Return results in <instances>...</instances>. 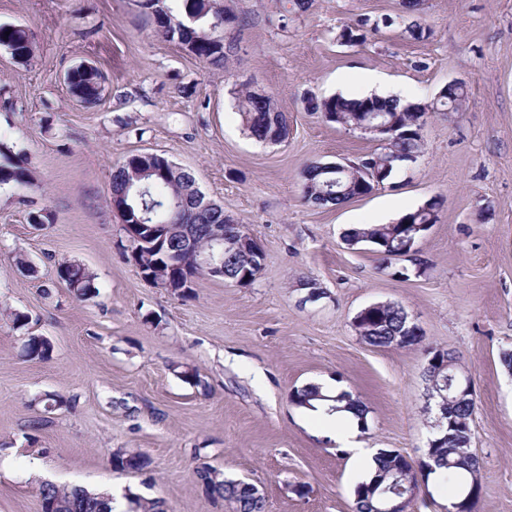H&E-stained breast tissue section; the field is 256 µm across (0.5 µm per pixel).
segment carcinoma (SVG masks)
<instances>
[{
	"label": "carcinoma",
	"mask_w": 512,
	"mask_h": 512,
	"mask_svg": "<svg viewBox=\"0 0 512 512\" xmlns=\"http://www.w3.org/2000/svg\"><path fill=\"white\" fill-rule=\"evenodd\" d=\"M174 0H146L142 4L144 14L153 21L157 34L169 42H174L190 50L192 56L215 67L222 68L232 57L225 50L224 43L217 40L219 30L224 24L237 20L226 10H213L210 0H184V9L173 6ZM192 14L195 21L177 29L170 25L173 19H184L186 14ZM0 47L11 51V55L19 59V64H28L35 55L34 43L27 29L19 25H0ZM104 81L101 71L94 67L92 70H75L70 77V93L79 98L80 102L91 104L100 100ZM238 110L242 115L245 130L259 140H265L266 132L273 126H278L282 138L289 133L288 113L267 103L260 104L252 96L250 90H245L237 97ZM376 109L386 112L389 117L400 124V133L391 137L389 146L381 148L375 154L382 162L389 163L390 171L400 168L398 159L413 158L421 153L423 147L422 134L416 130L418 106L408 104L399 106L395 100H383L377 97L364 99H347L333 96L324 99H309L306 110L309 112H335L339 114L342 123L353 125L362 119V114ZM134 161L125 158L112 172L110 190L115 195L132 186L147 187V191L136 198L131 204L133 210L142 207L151 211L152 220L156 224H166L171 220L166 203L172 191H184L187 209L195 208L193 190L195 177L183 168L169 169L160 176L152 175L148 179H137ZM33 176L28 161L23 155L15 152L8 143L0 141V186L23 184ZM341 185L332 183V177L320 171L312 164L305 171V199L316 206L340 204L349 201L357 193V188L348 187L349 179L345 174L339 175ZM406 228L401 223L396 224H364L348 232L350 236H369L378 252L385 250V245L399 246L403 240ZM224 270L228 280L238 278L242 272L256 279L261 267L251 268L246 265L234 250L224 254ZM58 283L74 294L78 300H87L97 294L92 274L77 263L62 262L56 268ZM410 326L406 312L395 303H387L374 310L370 320L364 322L359 330L361 338L375 347H390L394 337ZM51 346L42 336H29L24 343V355L30 359H43L50 352ZM332 400L336 405L332 409L340 412L347 411L354 415L360 427H365V409L359 398L347 391H341L334 397L322 393V387L310 384L294 391L292 402L298 407H313L315 401ZM475 405L448 395V429L440 430L431 439L433 450L437 455L438 464L433 472L435 484L449 491L448 507H467L465 498L475 482L474 472L477 471L476 460L469 454V448L460 442V434L470 426ZM374 460L377 463L375 471L367 479L359 482L354 490V512H375L379 503L372 491L376 480H381V486L386 487L389 481L383 476L398 465L397 455L392 450H380ZM112 463L117 470L140 471L148 466V459L139 452L117 449L112 454ZM197 478L203 483L206 492L215 499H221L230 504L235 512H264L265 504L261 498H256L246 492L242 483L225 478L217 470L203 467L196 470ZM41 504L54 506V512H112L110 495L90 491L85 487H59L53 483H43L39 487Z\"/></svg>",
	"instance_id": "carcinoma-1"
}]
</instances>
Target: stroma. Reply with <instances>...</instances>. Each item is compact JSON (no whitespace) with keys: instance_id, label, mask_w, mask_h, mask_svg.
<instances>
[{"instance_id":"1","label":"stroma","mask_w":512,"mask_h":512,"mask_svg":"<svg viewBox=\"0 0 512 512\" xmlns=\"http://www.w3.org/2000/svg\"><path fill=\"white\" fill-rule=\"evenodd\" d=\"M224 3L248 23L218 70L158 37L138 0H0V24L27 27L35 43L27 66L0 48V140L34 173L0 187V512H41L45 481L115 487L117 512H130L131 492L167 512H231L205 494L202 466L256 484L265 512H353L365 458L338 449L290 396L309 383L352 393L367 407L363 448L419 461L436 419L424 375L432 348L453 351L475 391L476 512H512V373L500 361L512 350V0H426L419 40L401 0ZM384 17L392 26L375 27ZM365 18L364 43H342L341 30ZM83 62L104 76L92 105L64 81ZM453 80L466 99L429 113L415 163L340 206L304 199L308 165L355 163L379 147L307 111L305 97L371 87L432 103ZM246 82L287 112L285 141L244 129L236 92ZM140 152L190 170L245 225L265 252L252 283L202 277L178 294L142 277L108 201L115 165ZM433 199L420 275L396 277L398 262L344 238ZM35 209L48 223L30 224ZM18 252L33 272L17 268ZM62 261L93 273L94 298L57 284ZM376 302L401 304L421 341L366 344L353 320ZM31 334L49 340L47 359L24 357ZM47 394L63 407L45 411ZM117 448L149 466L114 469Z\"/></svg>"}]
</instances>
